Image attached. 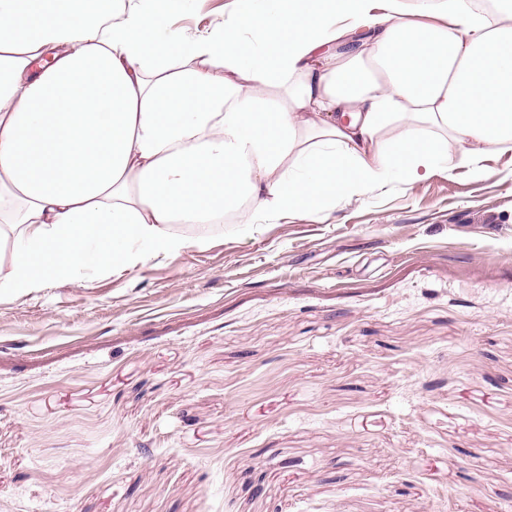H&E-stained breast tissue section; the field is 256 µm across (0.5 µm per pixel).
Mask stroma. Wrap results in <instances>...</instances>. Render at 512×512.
<instances>
[{"label": "stroma", "instance_id": "1", "mask_svg": "<svg viewBox=\"0 0 512 512\" xmlns=\"http://www.w3.org/2000/svg\"><path fill=\"white\" fill-rule=\"evenodd\" d=\"M182 233L0 297V512H512V143Z\"/></svg>", "mask_w": 512, "mask_h": 512}]
</instances>
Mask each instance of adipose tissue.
I'll list each match as a JSON object with an SVG mask.
<instances>
[{
	"instance_id": "1",
	"label": "adipose tissue",
	"mask_w": 512,
	"mask_h": 512,
	"mask_svg": "<svg viewBox=\"0 0 512 512\" xmlns=\"http://www.w3.org/2000/svg\"><path fill=\"white\" fill-rule=\"evenodd\" d=\"M110 3L0 0L1 295L204 248L172 225L243 200L324 220L512 142V11L227 0L190 35L157 0Z\"/></svg>"
}]
</instances>
